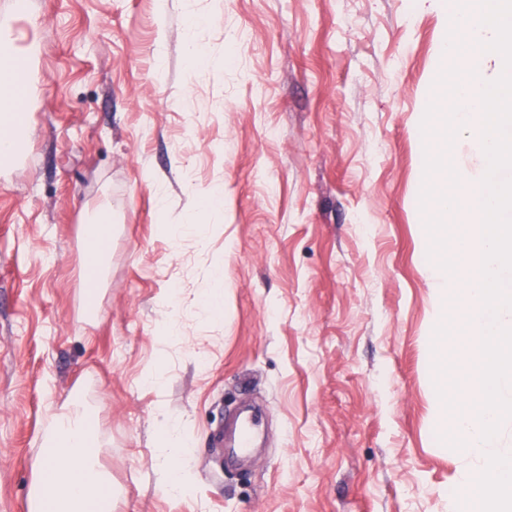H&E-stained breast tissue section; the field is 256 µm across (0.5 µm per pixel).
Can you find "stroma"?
I'll use <instances>...</instances> for the list:
<instances>
[{
  "label": "stroma",
  "instance_id": "obj_1",
  "mask_svg": "<svg viewBox=\"0 0 512 512\" xmlns=\"http://www.w3.org/2000/svg\"><path fill=\"white\" fill-rule=\"evenodd\" d=\"M447 27L437 0H0L25 94L0 165V512H29L72 396L112 512H451L475 461L439 440L419 207ZM216 186L203 238L173 241ZM240 404L245 458L216 442ZM167 456V462L164 466V487L172 495H182L188 490V476L181 471L179 457L186 453L183 445H171Z\"/></svg>",
  "mask_w": 512,
  "mask_h": 512
}]
</instances>
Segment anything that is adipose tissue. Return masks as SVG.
<instances>
[{"mask_svg":"<svg viewBox=\"0 0 512 512\" xmlns=\"http://www.w3.org/2000/svg\"><path fill=\"white\" fill-rule=\"evenodd\" d=\"M18 56L13 44L0 39V160L12 155L21 99L14 70ZM86 411L70 402L55 413L45 439V453L36 471L30 512H99L111 500L108 478L96 465L98 445L85 423Z\"/></svg>","mask_w":512,"mask_h":512,"instance_id":"ef3b65f1","label":"adipose tissue"}]
</instances>
